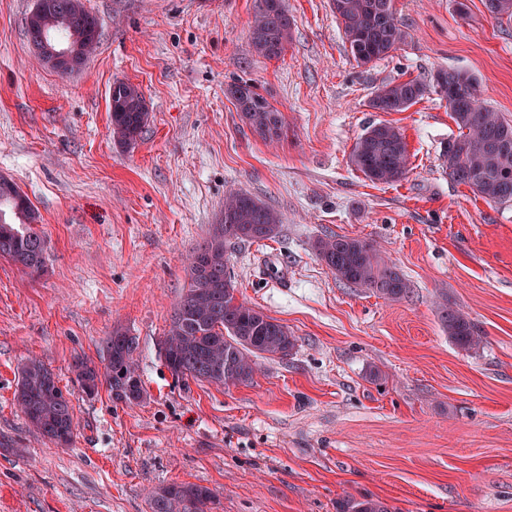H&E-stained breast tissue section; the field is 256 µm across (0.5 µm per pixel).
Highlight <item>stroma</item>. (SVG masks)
I'll use <instances>...</instances> for the list:
<instances>
[{
	"label": "stroma",
	"mask_w": 512,
	"mask_h": 512,
	"mask_svg": "<svg viewBox=\"0 0 512 512\" xmlns=\"http://www.w3.org/2000/svg\"><path fill=\"white\" fill-rule=\"evenodd\" d=\"M96 53L64 75L34 55V0H0V175L41 216L44 273L0 258V512H150L152 492L195 483L213 512H336L371 497L390 512H512V205L452 181L442 153L458 128L430 83L473 75L483 104L512 120V20L482 0H395L406 41L366 65L348 53L329 0H285L293 39L259 56L258 0H82ZM427 83L402 112L370 99ZM252 83L285 128L269 142L227 93ZM149 108L131 149L109 134L114 83ZM399 128L408 172L355 170L365 129ZM282 216L275 238L227 250L237 298L285 325L287 356L252 382L175 381L159 344L228 190ZM372 241L411 284L389 302L351 288L317 257L325 235ZM466 314L480 348L449 342L435 303ZM139 340L145 395L84 393L73 366L101 363L114 327ZM41 359L68 390L74 437L30 428L18 372Z\"/></svg>",
	"instance_id": "35a3bbf8"
}]
</instances>
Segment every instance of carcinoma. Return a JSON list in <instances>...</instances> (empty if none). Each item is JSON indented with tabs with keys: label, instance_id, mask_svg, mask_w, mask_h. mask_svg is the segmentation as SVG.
<instances>
[{
	"label": "carcinoma",
	"instance_id": "carcinoma-1",
	"mask_svg": "<svg viewBox=\"0 0 512 512\" xmlns=\"http://www.w3.org/2000/svg\"><path fill=\"white\" fill-rule=\"evenodd\" d=\"M260 5L250 28L255 51L268 58L280 57L292 38L286 8L275 14ZM485 9L497 19H512V0H484ZM57 24L46 29L49 36L69 41L80 38L98 23L82 0H54ZM331 9L343 32L353 59L361 64L389 55L404 42L406 31L396 17L394 0H331ZM446 83L460 76L471 83V100L450 112L459 134L448 141L451 151H443V166L456 183L469 187L481 198L502 202V192L512 190V148L497 152L488 142L491 135L508 138L512 144V120L482 105L476 81L460 70H442ZM118 98L110 109L111 134L121 147H133L145 128L149 112L139 87L117 82ZM423 82L417 79L391 82L379 88L383 95L370 100L380 112H401L423 96ZM242 89L233 97L242 120L263 139L281 138L282 113L243 80L232 84ZM356 170L373 183H392L407 171L408 152L400 130L387 123L368 129L356 140L349 154ZM39 215L24 192L0 189V258L22 269L40 274L45 270L47 243L34 230ZM281 231L280 215L260 199L243 191L226 196L224 210L212 225L208 238L195 248L187 269L188 283L171 317L162 343L167 346L164 366L177 381L193 379L217 385L244 384L253 380L257 359L286 356L295 346L288 328L264 312L237 299L228 268L226 247L232 243H254L276 237ZM313 248L336 278L349 286L364 288L377 296L397 301L410 289L409 281L376 249L373 243L340 235L318 238ZM438 318L448 341L470 352L480 347L482 336L459 310L442 303ZM121 328L105 340L104 371L95 365L76 363L77 379L86 391H96L106 383L114 399L126 404L142 401L144 387L137 372L139 344L126 348L112 345V337L123 336ZM54 373L32 358L21 367L15 399L29 424L46 438L55 433L73 434V406L61 395ZM212 491L192 483H172L159 487L150 500L151 512H208ZM338 512H388V507L371 498L346 497Z\"/></svg>",
	"mask_w": 512,
	"mask_h": 512
}]
</instances>
